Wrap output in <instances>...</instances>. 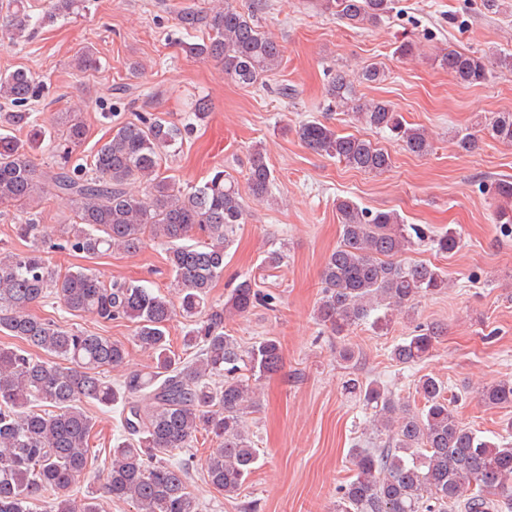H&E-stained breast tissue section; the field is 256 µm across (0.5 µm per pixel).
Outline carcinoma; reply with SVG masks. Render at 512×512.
<instances>
[{"label": "carcinoma", "instance_id": "obj_1", "mask_svg": "<svg viewBox=\"0 0 512 512\" xmlns=\"http://www.w3.org/2000/svg\"><path fill=\"white\" fill-rule=\"evenodd\" d=\"M88 0H54L52 11L34 17L25 0H12L5 24L8 44L29 40L35 30L60 18L78 15ZM320 10L351 28L375 26L394 9L395 0H317ZM267 0H253L245 13L224 0L219 7L179 10V28L189 37L206 32L186 50L219 63L224 77L244 88L266 86L282 61L275 37L262 30L258 15ZM80 71L97 68L95 52L84 48L74 60ZM439 65L461 85L487 82L497 71H512V55L450 49ZM46 98L41 80L26 69L0 76V206L21 203L32 210L45 200L71 206L77 221L61 224L51 239L48 226L30 214L15 225L28 243L22 253L0 252V331L48 355L43 360L22 348L0 347V512H33L43 491L56 492L49 512H98L94 496L76 498L71 488L84 474L94 422L84 409L96 403L119 412L120 435L112 448L105 489L114 499L130 501L136 512H198L188 481L194 469L197 434L217 445L205 459L209 483L231 498L238 495L256 465L254 441L244 415L255 407L250 379L269 377L282 366L281 343L266 337L242 346L227 333L231 317H246L258 304L274 307L276 297L263 293L246 276L231 289L222 305L209 304L213 284L224 273V255L242 224L244 204L234 176L217 168L189 190L160 176L162 159L176 155L194 125L209 115L204 98L192 103L179 124L152 113L116 118L112 136L90 164L72 161L86 137L84 122L68 118L60 135L39 122L29 105ZM328 106L343 108L360 123L389 133L417 156L432 152L427 132L406 123L386 101L362 102L354 80L336 71L326 89ZM27 131L22 141L16 133ZM490 135L512 145V113L488 124ZM298 136L310 149L363 172L381 173L392 166L388 151L372 141L338 133L328 122L302 123ZM59 157L56 166L39 173L28 149L43 141ZM274 176L264 154L251 153L248 188L265 201ZM138 182L143 194L128 186ZM501 200L496 221L512 224V180L492 186ZM340 242L326 258L317 305L318 321L338 334L364 323L382 328L391 311L411 307L418 298L448 287L447 276L426 263L395 260L428 229L406 224L394 211H370L352 200L337 203ZM166 246L178 301L134 280L105 282L79 268L60 273L44 256V246L94 256L113 249L134 254L146 239ZM438 251L458 248L452 230L433 239ZM52 296L69 312L94 315L108 323L127 320L136 342L148 351V370L133 371L113 383L105 371L125 364L119 341L87 331L64 329L31 313V307ZM192 322L184 346L194 357L176 355L167 328L176 316ZM442 328L418 325L391 350L399 364L415 365L433 349ZM374 410L377 435L388 441L373 448H353L354 475L341 488L336 512H501L512 509V419L505 436L494 443L462 425L454 399L442 381L423 375L416 393L423 408L398 404L388 390L370 383L360 390ZM487 407L512 404V380L476 391Z\"/></svg>", "mask_w": 512, "mask_h": 512}]
</instances>
